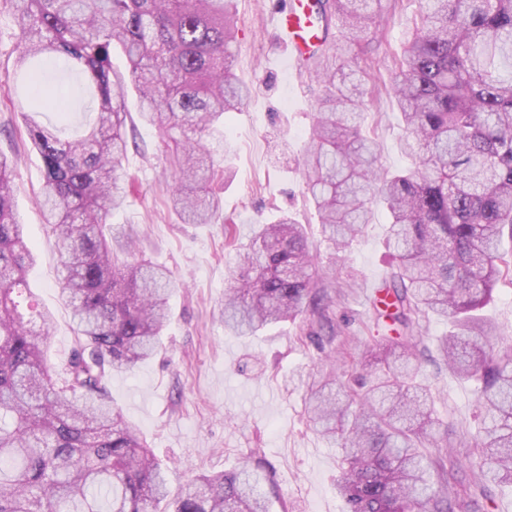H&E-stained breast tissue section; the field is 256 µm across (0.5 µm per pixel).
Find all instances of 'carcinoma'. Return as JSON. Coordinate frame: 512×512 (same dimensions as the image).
<instances>
[{
  "instance_id": "carcinoma-1",
  "label": "carcinoma",
  "mask_w": 512,
  "mask_h": 512,
  "mask_svg": "<svg viewBox=\"0 0 512 512\" xmlns=\"http://www.w3.org/2000/svg\"><path fill=\"white\" fill-rule=\"evenodd\" d=\"M15 23L16 63L56 53L83 73L98 112L83 134L63 139L34 120L26 134L44 165L46 224L60 253L61 293L76 326L74 346L54 378L26 273L35 262L12 209L16 171L0 156V512H161L165 469L137 429L110 404L106 378L127 372L160 346L172 281L112 247L107 217L127 188V85L112 64L126 59L141 120L174 145L169 202L185 224H210L221 200L208 191L207 136L250 94L233 73V0H4ZM341 40H322L317 81L330 86L304 158L308 191L328 242L344 251L370 223L379 200L390 215L386 242L396 270L381 303L404 332L383 336L378 367L345 383L331 374L309 383L308 420L341 449L337 491L345 512H481L487 490L468 491L448 454L423 372L425 315L451 323L435 363L477 384L482 426L473 463L484 479L512 486V349L488 340L481 315L496 283L512 275V0H422L420 23L393 75L416 169L376 166L360 78L336 81L345 43L369 27L379 0H317ZM316 253L304 225L282 216L252 230L227 267L224 328L250 335L301 317L307 338L334 340L326 288L313 287ZM270 464L250 452L242 466L190 479L170 512H271L263 485Z\"/></svg>"
}]
</instances>
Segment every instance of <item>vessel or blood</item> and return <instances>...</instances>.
<instances>
[{"instance_id":"1","label":"vessel or blood","mask_w":512,"mask_h":512,"mask_svg":"<svg viewBox=\"0 0 512 512\" xmlns=\"http://www.w3.org/2000/svg\"><path fill=\"white\" fill-rule=\"evenodd\" d=\"M273 24L287 49L289 66L301 69L318 41L312 0H287L285 7L274 15Z\"/></svg>"}]
</instances>
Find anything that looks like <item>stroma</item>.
Returning <instances> with one entry per match:
<instances>
[{
	"instance_id": "stroma-1",
	"label": "stroma",
	"mask_w": 512,
	"mask_h": 512,
	"mask_svg": "<svg viewBox=\"0 0 512 512\" xmlns=\"http://www.w3.org/2000/svg\"><path fill=\"white\" fill-rule=\"evenodd\" d=\"M285 0H236V75L252 94L224 116V133L210 139L211 160L222 177L210 189L222 201L212 224H184L170 210L173 174L158 130L136 115L127 96V127L138 143L124 163L128 197L109 218L117 241L135 240L136 252L165 266L175 282L170 320L158 354L132 371L106 379L112 404L140 430L162 463L172 467L171 489L189 476L230 469L251 449H261L273 467L280 498L273 512H343L336 491L341 452L311 431L306 420L308 382L317 371L335 370L353 379L367 361V348L389 335L376 323L368 299L388 281L393 258L386 244L388 214L372 218L350 250L335 252L324 240L307 193L302 160L315 115L325 95L307 70L292 71L276 39L272 18ZM383 10L343 57V72L366 70L364 131L389 170L410 169L413 156L399 148L400 114L390 77L413 32L419 0H382ZM14 19L0 4V153L17 166L13 204L25 240L35 252L28 286L53 325L45 340L49 363L60 367L75 340L71 310L59 289L60 260L37 195L44 169L25 136L28 94L15 66ZM53 85L70 98L67 114L45 104L40 118L61 136L80 135L96 113L85 77L61 63L46 65ZM232 154H225V147ZM287 214L308 227L325 287L335 289L336 340L317 350L305 339L303 322L269 326L252 336L225 330L218 303L226 287L225 267L234 254L224 248V227L236 225L247 241L254 225ZM486 315L500 347H512V279L495 286ZM438 416L448 425V444L467 460L479 421L470 383L434 366L425 369Z\"/></svg>"
}]
</instances>
